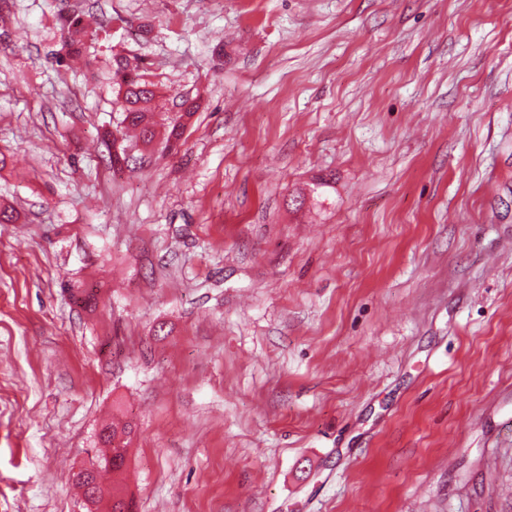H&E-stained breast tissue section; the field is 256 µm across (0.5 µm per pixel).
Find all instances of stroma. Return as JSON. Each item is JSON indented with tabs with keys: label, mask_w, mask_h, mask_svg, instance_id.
<instances>
[{
	"label": "stroma",
	"mask_w": 512,
	"mask_h": 512,
	"mask_svg": "<svg viewBox=\"0 0 512 512\" xmlns=\"http://www.w3.org/2000/svg\"><path fill=\"white\" fill-rule=\"evenodd\" d=\"M0 152V512H512V0H8ZM58 16L60 25L67 34L64 41L66 56L68 58L82 57L87 50V32L81 14L65 13L60 10ZM112 79L118 86V98L116 103L119 110L122 112V121L120 129L115 132L107 134L109 138L112 137V152H108L109 163L112 169L121 167L126 162L124 150L118 152L115 150V145L119 139H123L127 130H135L138 134L139 140L145 145L151 144L157 135L155 124L148 120V112H154L157 108L156 98L157 92L155 84L144 79L141 63L131 62L127 57L120 55H113L112 57ZM135 71L139 80L131 83V86L123 90V84L118 82V78L124 71ZM121 79V78H120ZM181 104V112H178V115H176L175 118L167 122V125L165 127L167 148H169V144L171 142H177L182 138L186 123L193 116L197 109L196 103L194 101L189 102L188 99L181 100ZM101 430L109 434L106 438H100L104 445L110 446L109 452L98 454L94 459H105L111 454L112 457H108L106 461H95L90 472L99 468L100 465L112 468L114 473L120 472L126 464L127 437L130 436L132 428L130 425H125L119 429L112 424V426H104Z\"/></svg>",
	"instance_id": "stroma-1"
}]
</instances>
